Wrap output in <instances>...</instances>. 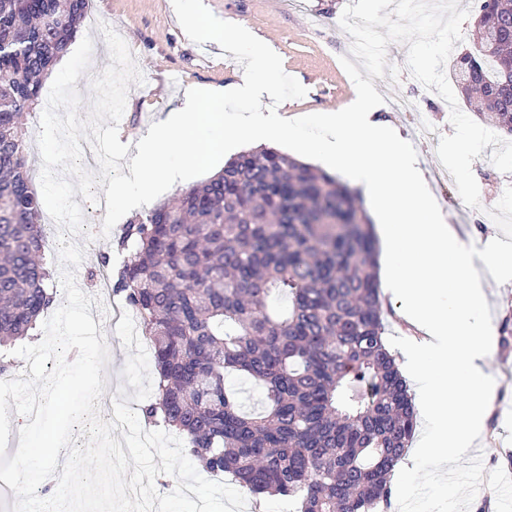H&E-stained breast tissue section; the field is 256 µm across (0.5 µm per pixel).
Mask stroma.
I'll use <instances>...</instances> for the list:
<instances>
[{
    "label": "stroma",
    "mask_w": 512,
    "mask_h": 512,
    "mask_svg": "<svg viewBox=\"0 0 512 512\" xmlns=\"http://www.w3.org/2000/svg\"><path fill=\"white\" fill-rule=\"evenodd\" d=\"M218 18L240 24L262 41L270 43L281 57L285 72L307 90L293 100L291 114L300 115L345 108L355 93L353 81L340 63L348 39L339 26L346 5L356 0H203ZM109 26L127 44L144 81L130 84L126 108L118 130L124 139L136 141L161 114L179 108L188 89L223 86L240 81L244 68L231 52L217 43L193 42L181 28L170 0H89L86 15L77 29V38L91 37L94 48L90 67L102 72L110 54L102 26ZM387 60L400 71L398 80L374 79L383 97L409 98L413 109L396 112L384 109L385 118L402 127L431 181L430 190L444 212L458 216L463 205L454 180H436L443 166L432 142L417 138L418 125L430 126L435 135H451L455 129L448 120V105L436 92H424L420 82L406 78L407 49L402 43L387 46ZM490 150H483L472 164L480 190L478 209L471 221L459 225L460 236L480 232L482 237H498L499 230L488 214L506 188L512 186V173L496 169ZM487 302L492 313L495 336L489 370L497 380L494 410L486 421L478 446L483 458L482 485L472 501L477 512H502L503 501H512V282H486ZM93 320L104 335L108 363L103 371L104 394L114 398L123 384L122 370L128 351L116 334L109 310H96Z\"/></svg>",
    "instance_id": "1"
}]
</instances>
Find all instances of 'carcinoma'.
Returning a JSON list of instances; mask_svg holds the SVG:
<instances>
[{"instance_id":"obj_1","label":"carcinoma","mask_w":512,"mask_h":512,"mask_svg":"<svg viewBox=\"0 0 512 512\" xmlns=\"http://www.w3.org/2000/svg\"><path fill=\"white\" fill-rule=\"evenodd\" d=\"M88 0H0V374L53 304L25 120ZM453 65L480 112L512 135V0H482ZM115 293L137 312L157 375L143 407L201 467L295 512H383L416 428L384 310L372 222L338 177L273 148L239 153L115 240ZM284 292L286 310L271 304ZM228 372L259 385L243 410Z\"/></svg>"}]
</instances>
